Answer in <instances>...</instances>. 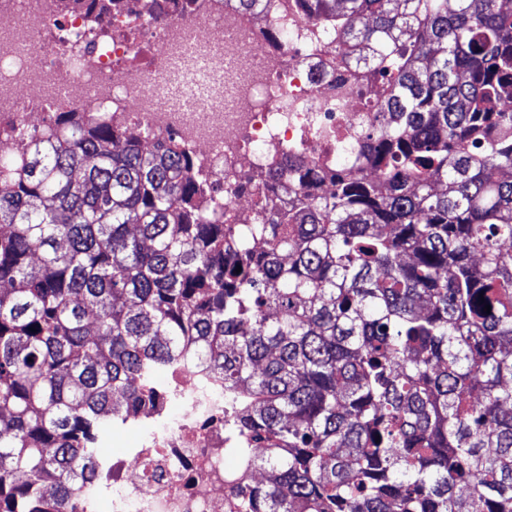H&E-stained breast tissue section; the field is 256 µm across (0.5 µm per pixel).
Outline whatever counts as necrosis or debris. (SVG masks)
<instances>
[{"mask_svg": "<svg viewBox=\"0 0 512 512\" xmlns=\"http://www.w3.org/2000/svg\"><path fill=\"white\" fill-rule=\"evenodd\" d=\"M311 19L226 0H5L0 7V154L60 112L168 137L204 167L236 223L281 194L275 163L373 176L357 147L383 129L355 83L337 85L341 41ZM131 421L134 448L93 460L79 512H241L224 454V383L182 358Z\"/></svg>", "mask_w": 512, "mask_h": 512, "instance_id": "obj_1", "label": "necrosis or debris"}]
</instances>
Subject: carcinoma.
Here are the masks:
<instances>
[{"instance_id": "1", "label": "carcinoma", "mask_w": 512, "mask_h": 512, "mask_svg": "<svg viewBox=\"0 0 512 512\" xmlns=\"http://www.w3.org/2000/svg\"><path fill=\"white\" fill-rule=\"evenodd\" d=\"M303 7L377 66L382 181L299 172L243 227L172 138L71 112L0 156V512H76L183 352L263 473L242 512H512V9Z\"/></svg>"}]
</instances>
